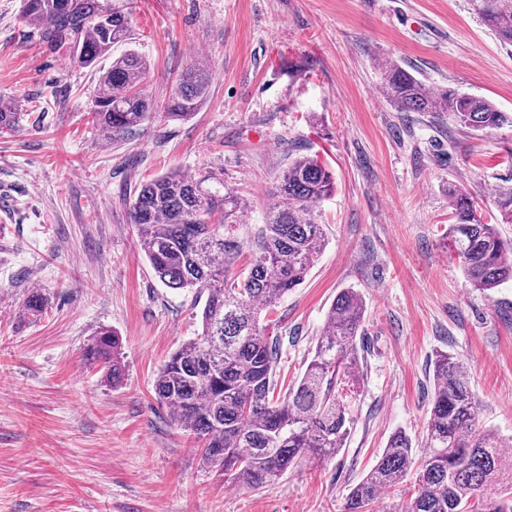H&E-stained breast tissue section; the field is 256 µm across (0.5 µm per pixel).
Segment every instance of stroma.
Returning <instances> with one entry per match:
<instances>
[{"label": "stroma", "instance_id": "35a3bbf8", "mask_svg": "<svg viewBox=\"0 0 512 512\" xmlns=\"http://www.w3.org/2000/svg\"><path fill=\"white\" fill-rule=\"evenodd\" d=\"M128 2L130 43L82 67L20 20L22 0H0V100L21 115L0 129V512H341L392 433L421 437L440 352L469 367L480 425L512 440V283L471 288L447 245L452 183L512 239L493 204L512 185V126L398 111L381 74L395 62L512 114V45L470 0ZM130 48L147 59L156 107L114 138L91 108L101 71ZM198 58L209 96L191 119H170L162 104ZM298 154L326 166L336 191L315 208L322 256L267 315L278 369L302 376L331 302L352 288L366 307L361 378L344 390L338 455L251 491L204 467L155 399L159 368L199 321L194 293L152 273L129 206L153 177L209 171L259 224ZM35 289L49 305L33 321L22 305ZM104 330L121 342L116 385L83 356Z\"/></svg>", "mask_w": 512, "mask_h": 512}]
</instances>
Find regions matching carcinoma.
<instances>
[{
    "label": "carcinoma",
    "mask_w": 512,
    "mask_h": 512,
    "mask_svg": "<svg viewBox=\"0 0 512 512\" xmlns=\"http://www.w3.org/2000/svg\"><path fill=\"white\" fill-rule=\"evenodd\" d=\"M126 3L103 0H23L22 17L42 24L43 40L67 45L78 63L94 65L114 45L130 39ZM473 10L512 44V0H472ZM145 56L129 51L99 76L94 117L120 136L140 127L154 103L144 86ZM209 66L185 68L164 105L187 119L209 96ZM383 86L402 112H441L474 130L495 129L512 118L492 102L465 92L434 90L397 63L385 65ZM332 173L317 160H288L268 191L262 224L242 221L246 202L213 175L156 176L138 189L129 209L141 248L160 282L191 288L203 299L201 332L164 362L154 381L159 404L179 429L198 441L203 465L239 488L259 490L279 482L303 462H325L344 448L348 428L339 387L357 380V337L365 307L353 288L329 307L313 356L296 386L278 387L281 337L261 316L302 284L325 247L315 207L334 191ZM454 224L448 239L466 282L489 291L512 282V241L482 220L475 201L448 188ZM501 223L512 224V187L494 199ZM250 259L237 267L243 245ZM47 299L38 290L23 304L38 319ZM119 341L109 331L84 348L85 359L112 382L124 366ZM434 391L421 442L395 432L378 462L349 492L342 512H374L380 496L411 473L414 492L404 512H512V441L482 428L470 373L463 361L440 353L433 362Z\"/></svg>",
    "instance_id": "obj_1"
}]
</instances>
